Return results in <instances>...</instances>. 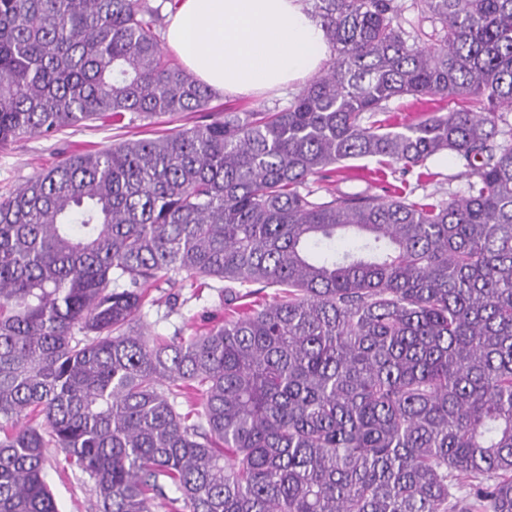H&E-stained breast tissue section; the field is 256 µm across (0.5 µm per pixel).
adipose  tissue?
Listing matches in <instances>:
<instances>
[{"label":"adipose tissue","mask_w":512,"mask_h":512,"mask_svg":"<svg viewBox=\"0 0 512 512\" xmlns=\"http://www.w3.org/2000/svg\"><path fill=\"white\" fill-rule=\"evenodd\" d=\"M165 41L197 80L231 95L293 87L329 56L306 0H181Z\"/></svg>","instance_id":"ef3b65f1"}]
</instances>
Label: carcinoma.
I'll return each mask as SVG.
<instances>
[{"label": "carcinoma", "mask_w": 512, "mask_h": 512, "mask_svg": "<svg viewBox=\"0 0 512 512\" xmlns=\"http://www.w3.org/2000/svg\"><path fill=\"white\" fill-rule=\"evenodd\" d=\"M311 2L328 69L212 113L147 0H0V149L207 113L0 199V512H58L50 446L99 512H512V0ZM426 95L458 106L393 121ZM445 153L465 193L411 198ZM361 158L386 195L318 196ZM189 279L224 322L138 330Z\"/></svg>", "instance_id": "1"}]
</instances>
